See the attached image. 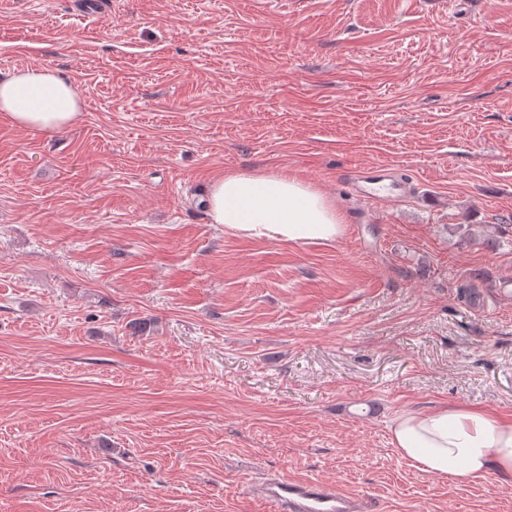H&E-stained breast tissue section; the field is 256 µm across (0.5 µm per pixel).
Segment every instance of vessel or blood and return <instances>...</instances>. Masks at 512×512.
<instances>
[{
  "label": "vessel or blood",
  "mask_w": 512,
  "mask_h": 512,
  "mask_svg": "<svg viewBox=\"0 0 512 512\" xmlns=\"http://www.w3.org/2000/svg\"><path fill=\"white\" fill-rule=\"evenodd\" d=\"M354 194L365 204L406 200L409 190L392 168L379 167L350 177ZM262 496L275 504L277 512H364L361 498L347 494L331 484L299 480L286 476L265 478Z\"/></svg>",
  "instance_id": "b4317fda"
}]
</instances>
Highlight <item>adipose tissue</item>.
Returning a JSON list of instances; mask_svg holds the SVG:
<instances>
[{"label": "adipose tissue", "mask_w": 512, "mask_h": 512, "mask_svg": "<svg viewBox=\"0 0 512 512\" xmlns=\"http://www.w3.org/2000/svg\"><path fill=\"white\" fill-rule=\"evenodd\" d=\"M76 86L49 66L0 75V118L14 126L52 133L81 115ZM207 214L225 232L288 244L327 242L341 232L334 204L317 188L282 171H225L208 189ZM393 444L426 473L484 479L491 470L512 474V420L441 406L398 417Z\"/></svg>", "instance_id": "obj_1"}]
</instances>
